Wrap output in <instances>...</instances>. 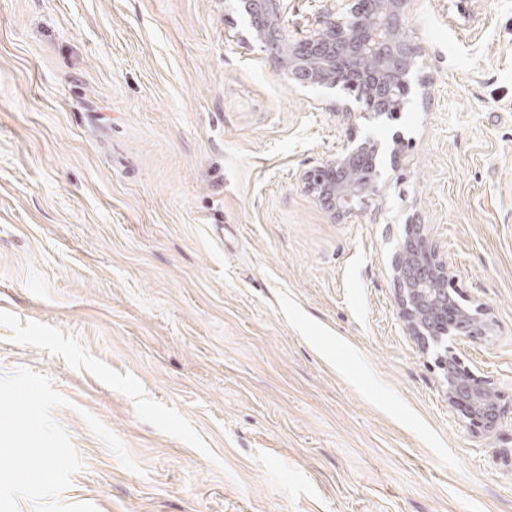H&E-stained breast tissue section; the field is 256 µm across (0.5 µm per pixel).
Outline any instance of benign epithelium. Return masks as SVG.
<instances>
[{"label":"benign epithelium","mask_w":512,"mask_h":512,"mask_svg":"<svg viewBox=\"0 0 512 512\" xmlns=\"http://www.w3.org/2000/svg\"><path fill=\"white\" fill-rule=\"evenodd\" d=\"M289 0H238L254 37L274 50L275 64L302 86L354 93L363 115L380 117L402 111L410 77L424 56L423 46L406 32L416 0H338L317 27L300 39L288 38L284 20ZM378 145L351 141L336 157L300 174L303 188L337 219H348L377 196ZM397 303L408 335L422 344L439 342L468 323L467 337L485 336L489 324L433 295L432 285L452 281L446 259L419 224L408 225L392 261ZM448 404L474 427L492 425L498 402L487 399L492 383L464 369L448 354L439 362Z\"/></svg>","instance_id":"7a95c632"}]
</instances>
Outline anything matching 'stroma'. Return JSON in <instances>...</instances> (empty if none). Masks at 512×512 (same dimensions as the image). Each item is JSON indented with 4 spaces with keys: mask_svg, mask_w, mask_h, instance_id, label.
<instances>
[{
    "mask_svg": "<svg viewBox=\"0 0 512 512\" xmlns=\"http://www.w3.org/2000/svg\"><path fill=\"white\" fill-rule=\"evenodd\" d=\"M394 119L274 67L233 0H0V512H512V0H416ZM401 140L338 220L302 188ZM492 322L451 408L407 223ZM446 259L423 233L420 224H408V234L401 241L392 261V278L397 303L409 336L425 346L439 342L469 323L468 338L486 336L489 324L467 311L457 312L447 301L433 295L432 285L442 282L445 288L453 280ZM454 336H464L454 333ZM439 366L444 373L448 404L458 410L469 425L494 424L498 417L497 398L487 399V395L494 392L492 383L462 368L460 360L451 351L440 360Z\"/></svg>",
    "mask_w": 512,
    "mask_h": 512,
    "instance_id": "35a3bbf8",
    "label": "stroma"
}]
</instances>
